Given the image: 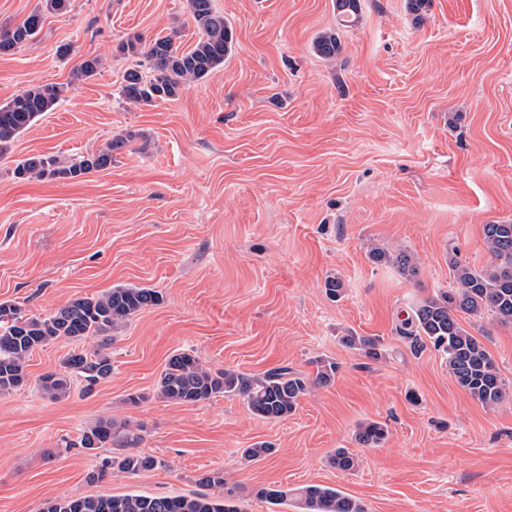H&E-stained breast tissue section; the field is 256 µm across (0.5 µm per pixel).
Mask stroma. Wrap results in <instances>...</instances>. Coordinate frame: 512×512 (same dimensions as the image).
<instances>
[{"label": "stroma", "instance_id": "35a3bbf8", "mask_svg": "<svg viewBox=\"0 0 512 512\" xmlns=\"http://www.w3.org/2000/svg\"><path fill=\"white\" fill-rule=\"evenodd\" d=\"M213 4L234 49L173 102L125 101L134 60L117 46L137 33L192 47L187 0H70L0 56V104L35 84L65 88L0 153V303L44 315L117 286L162 296L113 330L109 380L46 396L40 377L73 348L61 338L29 356L22 389L0 394V512L75 496H189L215 469L241 486L247 512H272L260 488L304 485L338 489L367 512H512V324L456 314L507 385L491 408L458 387L439 352L399 331L415 304L457 290L452 261L490 264L484 225L512 222V0H430L419 19L407 0H361L350 26L336 0ZM329 30L341 45L333 60L312 48ZM95 55L104 66L77 79ZM126 131L137 138L108 169L13 174L19 160L67 164ZM375 247L412 254L418 276L373 261ZM331 277L340 299L325 292ZM351 332L377 337L381 358L345 347ZM181 351L213 371L311 376L319 358L340 369L269 421L239 397L159 398V374ZM106 419L140 430L137 452L161 466L91 480L121 452L79 444ZM368 421L388 435L366 448L355 433ZM258 442L273 454L242 464ZM339 448L360 458L357 470L330 465Z\"/></svg>", "mask_w": 512, "mask_h": 512}]
</instances>
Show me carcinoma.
Instances as JSON below:
<instances>
[{
	"mask_svg": "<svg viewBox=\"0 0 512 512\" xmlns=\"http://www.w3.org/2000/svg\"><path fill=\"white\" fill-rule=\"evenodd\" d=\"M69 0H41L19 24L0 25V53H9L35 39L41 32L45 13L63 14ZM190 18L199 37L194 46L181 50L170 35L157 37L148 44L133 35L117 46L121 53L138 58L136 67L123 75L122 97L138 105L153 106L178 99L191 84L206 78L224 64L233 50L234 34L224 15L212 0H187ZM341 22L354 24L360 11V0H336ZM340 43L334 32H323L313 43L315 53L325 59L336 58ZM64 88L57 84H37L0 105V152L25 132L38 117L50 111L61 99ZM137 133L127 131L114 136L106 147L69 165L45 155L30 156L14 169L16 178L77 179L112 166L120 151L128 148ZM484 237L494 263L482 270L451 263L459 284L454 294L425 299L416 304L402 322V333L441 352L448 373L465 392L485 407H492L507 392L495 361L477 337L457 321L454 310L481 316L491 313L502 323H512V223L484 225ZM371 258L396 268L407 279H414L419 268L412 255L404 250L389 252L375 248ZM160 302L151 288L114 287L97 298L76 299L44 316L27 315L15 304L0 303V392L9 393L27 383L25 362L38 348L59 338L74 343L99 339L93 350H72L61 368L41 376V390L52 398L66 395L71 379L81 378L87 390L112 376V355L104 351L110 343L109 333L122 326L135 314ZM349 348L363 351L370 358L381 356L380 343L370 336L351 334L342 337ZM339 370L337 362L316 360V375L309 380L288 367H279L261 375L233 369L213 373L204 369L197 356L188 352L172 355L161 371L157 395L170 402L188 404L217 396L240 397L250 412L266 420H281L293 413L299 400L312 385H328ZM387 435V427L376 421L359 426L355 439L364 446H377ZM140 439L127 424L102 420L81 435V446L90 450L107 443L128 446L121 456L103 464L90 476L102 478L106 470L116 475H136L162 465V461L129 450ZM339 470L351 471L359 459L345 448L336 450L330 459ZM207 493L191 496H144L128 493L121 496H85L47 503L44 512H245L234 489L227 486L224 470L210 471L200 479ZM258 495L275 506H294L300 512H367L364 505L342 492L318 485L297 489L262 488Z\"/></svg>",
	"mask_w": 512,
	"mask_h": 512,
	"instance_id": "obj_1",
	"label": "carcinoma"
}]
</instances>
